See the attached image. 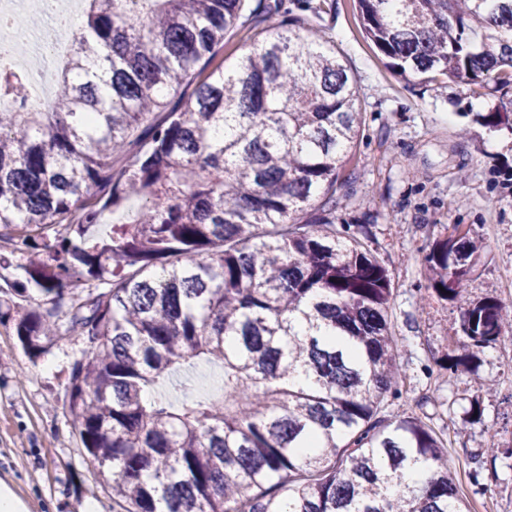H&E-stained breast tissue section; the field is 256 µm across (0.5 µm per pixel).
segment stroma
Here are the masks:
<instances>
[{"instance_id": "35a3bbf8", "label": "stroma", "mask_w": 512, "mask_h": 512, "mask_svg": "<svg viewBox=\"0 0 512 512\" xmlns=\"http://www.w3.org/2000/svg\"><path fill=\"white\" fill-rule=\"evenodd\" d=\"M310 26L335 45L358 87L363 125L353 158L335 189L342 213L386 267L389 315L401 345L404 377L397 409L427 413L448 444V468L471 512H512V345L475 349L466 366L446 370L460 352L461 313L489 293L512 303V131L474 123L477 112L512 110V87L473 92L404 79L363 38L352 0H311ZM482 240L466 288L438 300L424 287L425 256L453 225ZM24 257L0 241V304L50 310L39 296L10 294ZM91 347L84 337L59 340L33 359L12 324H0V486L24 512H85L95 502L112 512V491L85 457L69 416V377ZM217 367L196 362L177 370L159 392L169 399L219 380Z\"/></svg>"}]
</instances>
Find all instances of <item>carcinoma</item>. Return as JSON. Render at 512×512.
Returning a JSON list of instances; mask_svg holds the SVG:
<instances>
[{"label": "carcinoma", "instance_id": "1", "mask_svg": "<svg viewBox=\"0 0 512 512\" xmlns=\"http://www.w3.org/2000/svg\"><path fill=\"white\" fill-rule=\"evenodd\" d=\"M47 112L0 111V241L27 258L22 298L73 285L66 320L0 310L32 358L97 340L69 414L123 512H470L426 416H378L402 368L391 280L332 193L363 112L344 58L276 4L85 0ZM403 78L512 85V0H354ZM251 32L235 65L224 37ZM188 99L167 96L184 82ZM512 127L511 112L476 115ZM481 241H436L425 288L456 299ZM462 348L512 338L495 296ZM218 364L221 394L146 398ZM301 370L309 384L288 382ZM433 472L425 492L407 482Z\"/></svg>", "mask_w": 512, "mask_h": 512}]
</instances>
